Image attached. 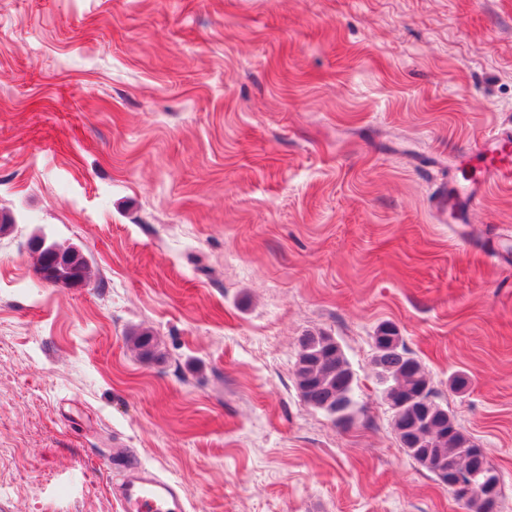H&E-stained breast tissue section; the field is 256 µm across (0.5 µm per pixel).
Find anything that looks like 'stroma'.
<instances>
[{
    "instance_id": "1",
    "label": "stroma",
    "mask_w": 512,
    "mask_h": 512,
    "mask_svg": "<svg viewBox=\"0 0 512 512\" xmlns=\"http://www.w3.org/2000/svg\"><path fill=\"white\" fill-rule=\"evenodd\" d=\"M507 127L512 0H0V512H120L116 448L186 512H467L394 432L385 325L512 512V184L432 218ZM309 334L349 428L302 399ZM31 252L35 255V266L42 265L43 267H40L36 270L37 276L48 284H54L55 283V268L57 266H64L69 263V255L65 252H58L56 255H54L50 267L44 268L45 265L49 263V259L46 257L45 252H40L39 254L35 253L31 250ZM295 375L304 402L312 407L330 411L336 401L344 402L346 389L342 378H352L349 363L336 341L326 335L303 336Z\"/></svg>"
}]
</instances>
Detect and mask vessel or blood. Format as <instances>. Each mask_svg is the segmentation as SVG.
I'll list each match as a JSON object with an SVG mask.
<instances>
[{
	"mask_svg": "<svg viewBox=\"0 0 512 512\" xmlns=\"http://www.w3.org/2000/svg\"><path fill=\"white\" fill-rule=\"evenodd\" d=\"M482 177L456 191L438 187L433 203L440 222L461 224L477 201L494 186L512 184V133L499 131L484 139L478 148ZM122 512H183L175 483L131 462L116 471Z\"/></svg>",
	"mask_w": 512,
	"mask_h": 512,
	"instance_id": "obj_1",
	"label": "vessel or blood"
}]
</instances>
